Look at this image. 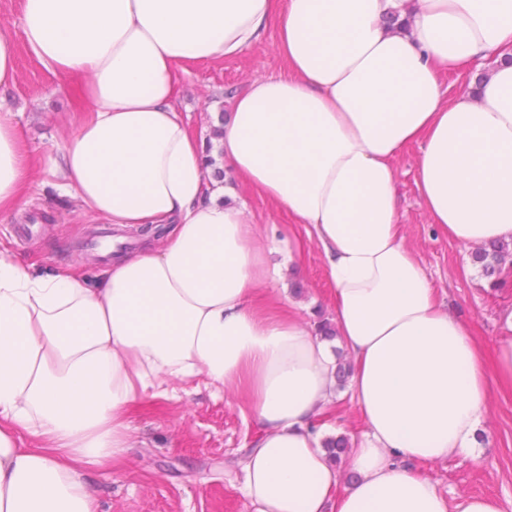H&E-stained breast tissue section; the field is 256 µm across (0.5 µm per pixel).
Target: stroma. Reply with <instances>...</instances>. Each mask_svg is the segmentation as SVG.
<instances>
[{"label":"stroma","mask_w":512,"mask_h":512,"mask_svg":"<svg viewBox=\"0 0 512 512\" xmlns=\"http://www.w3.org/2000/svg\"><path fill=\"white\" fill-rule=\"evenodd\" d=\"M21 0H0V28L11 31L8 44L17 63L14 83L0 88V109L13 112L32 155L33 172L23 203L0 214V239L21 262L41 268L73 266L94 276L116 254H132L143 243L133 229L108 227L91 219L72 195L56 189L42 169L56 154L70 124L85 108L84 77L43 71L29 55L20 34ZM274 36L260 47L231 59L191 66L181 75L174 98L194 130L209 133L213 113L229 112L235 97L256 79L285 75ZM418 146L407 148L397 162L401 224L446 305L473 321L487 349L503 333V316L512 310V273L497 288L474 265L472 251L438 233L421 204L415 184ZM239 196L260 226L269 265L283 264L289 235L304 240L297 274L286 275L297 287V303L310 324L332 317L326 297L331 290L326 263L317 242L301 224H289L252 189ZM174 396L144 397L133 413L139 434L126 463L112 471L92 470L88 480L97 491L100 512H250L241 492L239 461L260 429L232 388L185 387ZM438 491L456 505L471 495L497 497L512 512V390L494 389L481 448L474 457L455 456L420 464Z\"/></svg>","instance_id":"35a3bbf8"}]
</instances>
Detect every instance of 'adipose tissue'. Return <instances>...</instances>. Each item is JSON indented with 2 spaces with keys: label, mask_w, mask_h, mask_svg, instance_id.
<instances>
[{
  "label": "adipose tissue",
  "mask_w": 512,
  "mask_h": 512,
  "mask_svg": "<svg viewBox=\"0 0 512 512\" xmlns=\"http://www.w3.org/2000/svg\"><path fill=\"white\" fill-rule=\"evenodd\" d=\"M20 29L46 72L88 78V113L45 174L88 214L166 242L91 278L0 248V512H99L86 474L129 457L136 401L200 379L234 388L261 427L241 460L252 512H448L413 465L475 456L493 385L512 387V314L490 355L446 309L404 241L395 162L419 146L444 236L512 241V0H22ZM270 30L287 73L235 97L221 145L232 176L321 248L332 344L296 304L256 302L283 274L173 105L180 66ZM447 75L467 90L449 94ZM30 174L0 112V212ZM338 348L367 427L348 485L316 423Z\"/></svg>",
  "instance_id": "1"
}]
</instances>
